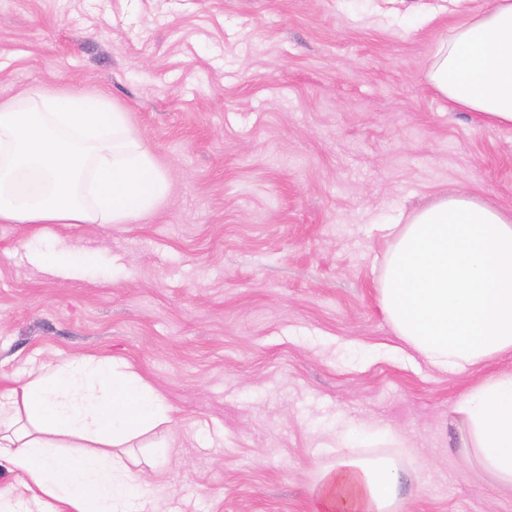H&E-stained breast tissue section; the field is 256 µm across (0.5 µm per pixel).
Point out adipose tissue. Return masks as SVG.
Returning a JSON list of instances; mask_svg holds the SVG:
<instances>
[{"label": "adipose tissue", "mask_w": 512, "mask_h": 512, "mask_svg": "<svg viewBox=\"0 0 512 512\" xmlns=\"http://www.w3.org/2000/svg\"><path fill=\"white\" fill-rule=\"evenodd\" d=\"M448 2L469 19L439 47L428 81L455 107L512 126V0L486 11ZM168 191L167 173L106 102L72 92L0 103L1 223L128 224ZM385 230L379 303L407 348L458 376L512 354V212L458 191ZM453 412L454 445L475 475L512 492V370L471 378ZM169 413L124 360L42 365L0 391V464L27 491L0 500V512H138L143 490L118 449ZM68 437L93 451L61 458ZM404 483L389 456L344 452L313 485V512H388Z\"/></svg>", "instance_id": "1"}]
</instances>
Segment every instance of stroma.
<instances>
[{
  "mask_svg": "<svg viewBox=\"0 0 512 512\" xmlns=\"http://www.w3.org/2000/svg\"><path fill=\"white\" fill-rule=\"evenodd\" d=\"M444 0H0V102L82 92L168 172L131 224L0 223V389L120 358L171 420L142 512H312L340 449L395 512H512L454 439L466 378L399 351L381 228L465 190L512 211V127L427 81Z\"/></svg>",
  "mask_w": 512,
  "mask_h": 512,
  "instance_id": "35a3bbf8",
  "label": "stroma"
}]
</instances>
